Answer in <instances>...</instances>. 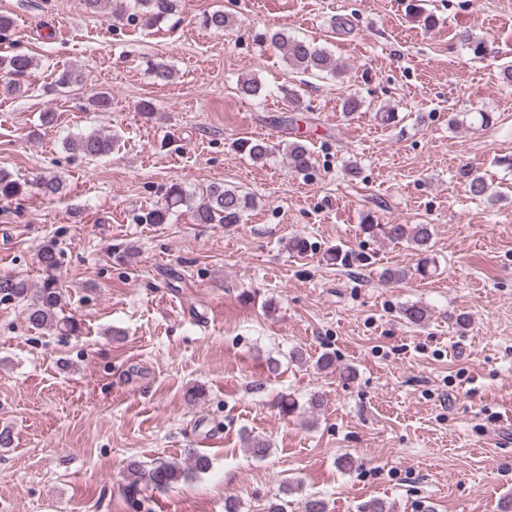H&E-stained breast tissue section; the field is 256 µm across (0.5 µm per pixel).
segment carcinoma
I'll return each instance as SVG.
<instances>
[{
	"instance_id": "cac0c4a2",
	"label": "carcinoma",
	"mask_w": 512,
	"mask_h": 512,
	"mask_svg": "<svg viewBox=\"0 0 512 512\" xmlns=\"http://www.w3.org/2000/svg\"><path fill=\"white\" fill-rule=\"evenodd\" d=\"M178 2L136 0V6L143 19L157 25L177 16ZM233 22V16L224 11H214L202 18L205 27L217 31L231 28ZM261 38L279 45L284 50V60L288 67L300 74L321 79L328 76L340 78L344 74L333 54L306 39L291 37L282 31H269L262 34ZM35 65L34 58L23 53L1 57L0 70L12 76V79L0 84V92L6 95L20 93L22 86L18 78L26 75ZM146 65L154 80L160 84L169 82L173 77L172 70L163 62L150 59ZM239 91L249 99H258L267 94L266 87L255 78L240 82ZM115 146V138L97 130L73 134L64 141L65 149L91 160L111 153ZM237 149L254 162H264L273 154L272 147L260 140L244 139L239 142ZM285 155L289 169L298 174L308 172L313 166L310 149L299 139L288 143ZM462 174L472 196L486 197L491 201L498 197L497 191L482 177L472 174L468 169L462 170ZM24 187L25 184L10 171L0 168V198H16L23 194ZM179 206L192 211L194 220L200 224H240L246 212L255 207V199L253 195L234 186L212 185L197 196L182 184L175 183L170 186L165 203L149 210L143 219L147 224H164L170 210ZM361 231L372 238L381 237L391 242L409 241L422 253L430 248L432 237L428 224H375L367 220L361 224ZM37 258L38 264L47 272L40 286L33 290L24 280L4 277L0 279V299L26 301L25 318L35 329L74 335L79 331L78 323L71 317L59 316L63 289L50 274L59 265L60 252L55 245L48 244L40 249ZM401 314L408 323L422 326L429 320L430 308L421 302H414L404 306ZM243 442L250 455L256 459H263L270 454L271 445L263 437L246 435ZM184 456L189 465L187 469L176 461L164 459L154 462L148 468L135 462L130 464L127 469L130 486L136 488L142 484L146 488L163 490L188 479L191 471L205 472L210 468L208 456L196 448L184 449Z\"/></svg>"
}]
</instances>
